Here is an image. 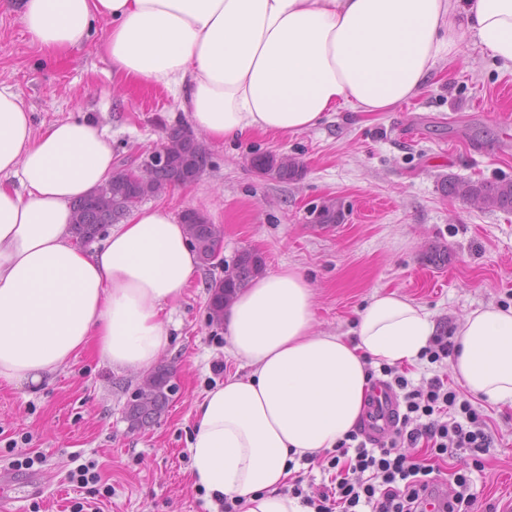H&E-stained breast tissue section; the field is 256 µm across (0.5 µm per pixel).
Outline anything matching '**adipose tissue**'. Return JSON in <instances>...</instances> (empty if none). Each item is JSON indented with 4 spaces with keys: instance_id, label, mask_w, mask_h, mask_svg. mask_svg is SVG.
Masks as SVG:
<instances>
[{
    "instance_id": "1",
    "label": "adipose tissue",
    "mask_w": 512,
    "mask_h": 512,
    "mask_svg": "<svg viewBox=\"0 0 512 512\" xmlns=\"http://www.w3.org/2000/svg\"><path fill=\"white\" fill-rule=\"evenodd\" d=\"M46 56L70 53L94 22L121 85L170 91L196 131L218 142L296 134L327 113L388 112L426 88L467 34L512 63V0H10ZM116 163L85 119L35 127L0 82V382L38 387L89 353L150 370L171 343L168 310L199 274L185 225L167 208L131 212L99 245L75 246L73 204ZM230 375L196 407L193 485L211 508L306 512L283 493L288 465L355 430L369 367L412 365L436 332L430 312L374 292L352 336L315 332L313 291L290 266L257 276L224 313ZM453 375L475 397L512 403V306L467 313Z\"/></svg>"
}]
</instances>
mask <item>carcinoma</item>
Wrapping results in <instances>:
<instances>
[{"instance_id": "cac0c4a2", "label": "carcinoma", "mask_w": 512, "mask_h": 512, "mask_svg": "<svg viewBox=\"0 0 512 512\" xmlns=\"http://www.w3.org/2000/svg\"><path fill=\"white\" fill-rule=\"evenodd\" d=\"M163 148L165 160L157 161L150 174L140 181L130 180L123 171H118L106 185L74 206V237L83 244L101 234L107 225L117 224L147 197L158 196L172 186L184 184L200 175L208 163V152L204 144L183 127H173L168 132ZM251 165L256 171L279 181H293L301 177L298 163L273 154H262L253 158ZM449 196L463 201H479L488 208L512 210V180L472 181L445 179ZM191 246L204 265L214 261V243L221 230L199 214L183 220ZM263 257L251 250L238 253L233 269L222 279L211 285L209 304L210 318L223 320L224 307L236 292L246 287L264 271ZM172 391L170 374L158 369L148 374L136 388L126 408V419L130 429L140 430L154 422L165 410Z\"/></svg>"}]
</instances>
